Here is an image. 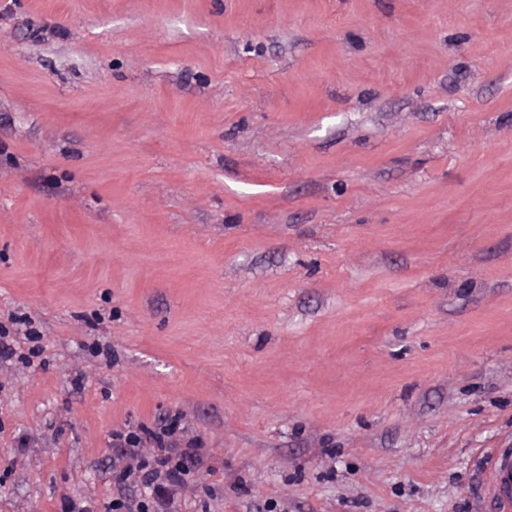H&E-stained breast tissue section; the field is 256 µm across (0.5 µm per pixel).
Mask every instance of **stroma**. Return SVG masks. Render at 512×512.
I'll use <instances>...</instances> for the list:
<instances>
[{
	"label": "stroma",
	"instance_id": "1",
	"mask_svg": "<svg viewBox=\"0 0 512 512\" xmlns=\"http://www.w3.org/2000/svg\"><path fill=\"white\" fill-rule=\"evenodd\" d=\"M0 512H477L512 444V0H0ZM25 448H18V441ZM180 426V417L172 418L169 424H160L156 430H144V436L134 432L116 431L112 441L119 448H125V455L132 464L120 469L115 468L113 478L118 485L128 483L133 475L134 482H140L147 493L140 500L119 497L112 501L113 512H145L149 507L167 510L174 502L176 495L185 484V476L192 468H199L201 459L196 443L189 441L186 448H179L176 440L170 439ZM145 443L152 448L143 454L141 447Z\"/></svg>",
	"mask_w": 512,
	"mask_h": 512
}]
</instances>
